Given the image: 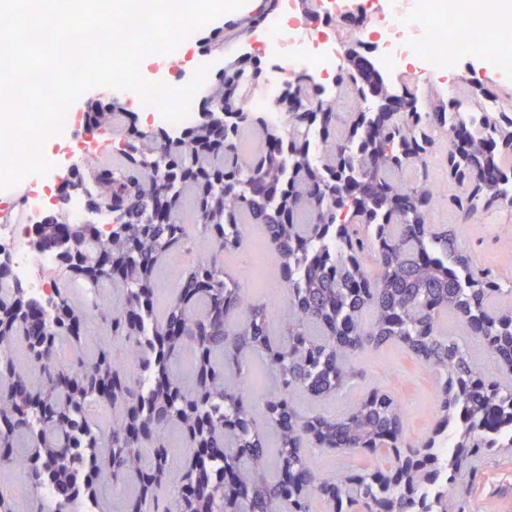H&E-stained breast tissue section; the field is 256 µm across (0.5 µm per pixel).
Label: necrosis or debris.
I'll return each mask as SVG.
<instances>
[{
	"instance_id": "1",
	"label": "necrosis or debris",
	"mask_w": 512,
	"mask_h": 512,
	"mask_svg": "<svg viewBox=\"0 0 512 512\" xmlns=\"http://www.w3.org/2000/svg\"><path fill=\"white\" fill-rule=\"evenodd\" d=\"M503 0H319V24H311L301 0H274L252 34L261 48L263 73L252 94L254 107L272 126L283 115L269 111L270 99L282 94L292 78H305L335 89L353 40L345 20L352 14L370 16L373 31L362 38L374 51L377 72L402 75L409 71L445 78L466 61L482 60L502 80L512 79V50L501 49L485 32L488 17L497 15ZM96 147L65 139L62 150L48 152L52 169L29 179L21 206L0 210V254L11 261L12 280L32 297L52 303L64 269L56 253L32 246L37 224L53 212L79 224L84 211L74 200H64L63 188L75 173L78 158L95 155Z\"/></svg>"
}]
</instances>
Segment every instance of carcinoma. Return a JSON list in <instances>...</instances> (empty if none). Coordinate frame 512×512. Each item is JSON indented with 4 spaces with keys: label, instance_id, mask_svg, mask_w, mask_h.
Masks as SVG:
<instances>
[{
    "label": "carcinoma",
    "instance_id": "cac0c4a2",
    "mask_svg": "<svg viewBox=\"0 0 512 512\" xmlns=\"http://www.w3.org/2000/svg\"><path fill=\"white\" fill-rule=\"evenodd\" d=\"M257 66L224 67L207 96L224 87L240 89L242 122L224 127L215 141L200 124L183 134L161 137L132 128L129 146L110 177L85 187L105 205L112 197V237L84 232L93 243L74 258L71 276L93 289L117 280L125 302L109 309L89 294L72 305L69 290L53 309H41L42 325L19 318L14 291L0 290V378L32 381L65 337L82 345V327L96 319L121 347H99L59 372L43 371L39 388L18 399L0 383L1 466L13 464L18 440L35 449L27 466L33 496L44 482L86 483L91 501L99 487L135 484L126 512H312L314 500L329 512H466V499L448 491L512 438V280L482 268L462 249L452 229L430 222L434 198L427 158L439 132L455 130L448 151L457 182L468 185L448 202L462 215L502 207L512 169L491 162L482 147L512 131L507 112L477 116L461 111L391 114L384 124H360L352 113L344 136L336 135V112H304L322 98L320 88L297 79L296 106L283 109V126L260 131V146L240 148V130L256 125L246 88ZM319 140L317 158L308 136ZM416 166L410 182L396 178ZM194 200V230L179 216L187 191ZM367 221L356 224L343 208ZM245 224H261L276 253L288 304L279 330L270 329L265 303L255 300L224 270V257L239 253ZM209 238L211 257L190 264L161 318L154 317L156 270L171 252L193 249L192 233ZM479 337L487 359L473 358L457 337L442 332L446 315ZM397 346L415 358L437 383L440 421L426 440L403 435L405 409L377 389L360 398L341 418L304 412L296 397L317 402L343 391L360 372L352 363L362 351ZM22 348L25 362L15 357ZM192 351L193 386L186 388L171 366ZM259 355L265 384L257 390L252 356ZM151 377L143 387L127 373ZM107 403L123 417L102 431L91 414ZM270 426V445L255 419L256 407ZM176 427L188 445L180 466L170 462L165 430ZM453 440L443 463L438 444ZM224 454L204 458V444ZM385 469H346L333 478L314 463L315 453L379 454ZM448 486L428 500L426 490L442 473ZM170 493L160 498L162 491Z\"/></svg>",
    "mask_w": 512,
    "mask_h": 512
}]
</instances>
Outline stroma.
<instances>
[{
	"mask_svg": "<svg viewBox=\"0 0 512 512\" xmlns=\"http://www.w3.org/2000/svg\"><path fill=\"white\" fill-rule=\"evenodd\" d=\"M241 17V12L230 11L204 26L201 38L192 41V59L177 60L176 69L194 70V56L204 54L215 62L209 71L210 76H219L220 61L237 53L240 37L236 25ZM473 77L480 79L485 86L493 84L480 67L474 66L466 78L445 86L430 79L420 80L415 92L425 103L436 97L448 100L465 96L474 106L478 99L470 94L469 80ZM447 154L448 139L443 136L437 140L430 155L439 184V197L433 211L434 223L452 226L462 248L476 252L483 265L512 278V223H489L486 212L482 210L466 218L449 208L448 197L458 192L459 187L449 180L446 173ZM242 253L251 257V264L229 259L225 262L227 271L236 276L244 287L256 289L258 298L267 305L270 320H277L288 297L285 289L278 285V258L266 247L261 226L253 224L247 228ZM355 364L363 370L364 376L353 386L338 396L316 403L298 399V406L341 415L366 391L376 388L393 394L405 407V433L410 441L418 442L430 436L437 419L436 384L433 376L418 361L400 349L387 348L362 352L356 356ZM468 502L470 512H512V448L504 449L499 457L481 467L471 486Z\"/></svg>",
	"mask_w": 512,
	"mask_h": 512,
	"instance_id": "35a3bbf8",
	"label": "stroma"
}]
</instances>
